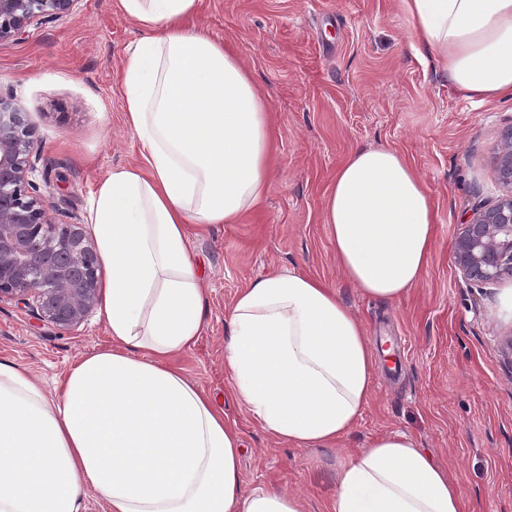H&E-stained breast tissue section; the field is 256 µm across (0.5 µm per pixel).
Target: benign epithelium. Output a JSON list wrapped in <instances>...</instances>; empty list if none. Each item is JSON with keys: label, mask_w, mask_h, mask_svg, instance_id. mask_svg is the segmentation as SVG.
<instances>
[{"label": "benign epithelium", "mask_w": 512, "mask_h": 512, "mask_svg": "<svg viewBox=\"0 0 512 512\" xmlns=\"http://www.w3.org/2000/svg\"><path fill=\"white\" fill-rule=\"evenodd\" d=\"M77 0H0V42L17 39L36 17L53 19ZM31 140L22 110L0 97V299L30 296L37 318L62 328L79 324L100 300L101 262L80 224H57L27 179ZM495 172L505 194L475 208L461 225L453 263L463 278H512V128Z\"/></svg>", "instance_id": "1"}]
</instances>
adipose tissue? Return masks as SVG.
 Listing matches in <instances>:
<instances>
[{
    "mask_svg": "<svg viewBox=\"0 0 512 512\" xmlns=\"http://www.w3.org/2000/svg\"><path fill=\"white\" fill-rule=\"evenodd\" d=\"M201 0H116L139 35L121 70L142 164L99 182L86 222L106 285L112 348L69 370L61 397L0 362V512H305L297 496L245 492L241 438L173 365L204 327L192 224H238L273 176L271 112L233 45L197 22ZM415 45L464 97H512V0H400ZM323 222L345 278L395 302L421 283L436 219L422 177L391 147L360 149L326 190ZM224 371L263 428L332 446L372 396L378 358L335 287L294 270L241 289ZM330 512H467L463 491L404 433L350 456Z\"/></svg>",
    "mask_w": 512,
    "mask_h": 512,
    "instance_id": "adipose-tissue-1",
    "label": "adipose tissue"
}]
</instances>
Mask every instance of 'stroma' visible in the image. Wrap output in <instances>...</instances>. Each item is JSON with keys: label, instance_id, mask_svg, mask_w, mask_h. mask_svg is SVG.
Returning a JSON list of instances; mask_svg holds the SVG:
<instances>
[{"label": "stroma", "instance_id": "stroma-1", "mask_svg": "<svg viewBox=\"0 0 512 512\" xmlns=\"http://www.w3.org/2000/svg\"><path fill=\"white\" fill-rule=\"evenodd\" d=\"M200 24L229 41L268 95L274 175L242 224L189 225L205 289L204 328L174 363L224 408L242 439L245 490L300 495L329 512L347 456L369 439L412 435L448 471L475 512H512V280L473 287L452 262L459 228L501 187L493 156L512 127V98H464L444 68L413 47L396 0H201ZM134 23L115 0H76L0 43V97L20 107L33 141L28 178L59 224H82L95 185L137 162L120 86ZM388 146L424 178L436 241L422 283L398 302L364 298L346 282L322 220L337 168L356 150ZM275 269L334 285L372 342L390 336L405 367L380 356L373 397L330 448H298L264 430L224 374L237 293ZM99 310L78 325L39 321L33 303L0 300V361L55 393L81 357L111 347Z\"/></svg>", "mask_w": 512, "mask_h": 512}]
</instances>
